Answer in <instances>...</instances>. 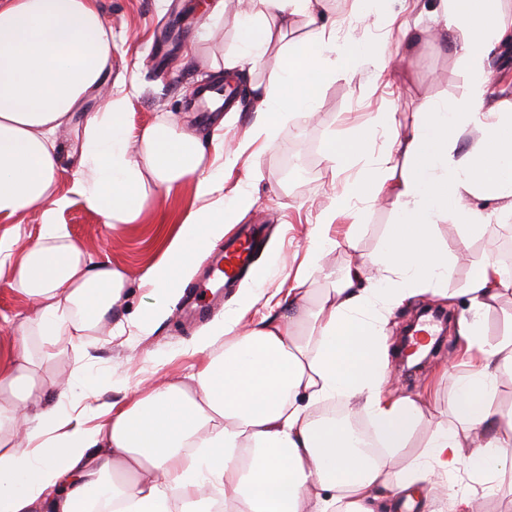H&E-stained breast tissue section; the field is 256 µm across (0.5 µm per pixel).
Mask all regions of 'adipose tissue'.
<instances>
[{
    "mask_svg": "<svg viewBox=\"0 0 512 512\" xmlns=\"http://www.w3.org/2000/svg\"><path fill=\"white\" fill-rule=\"evenodd\" d=\"M258 2L242 11L239 51L221 69L237 79L278 44V71L253 87L260 104L253 135L268 141L288 111H317L325 78L351 66L336 51V21L324 0ZM433 15L441 30L462 37L467 95L417 113L393 152L343 185L309 238V265L274 314L241 328L256 301L244 296L237 314L198 341L204 350L225 340L220 355L119 405L74 397L73 382L48 383L40 374L61 337L111 323L127 290L125 272L87 259L59 212L76 196L117 230L192 180L200 206L167 248L180 265L159 261L142 278L167 299L179 293L192 254L219 241L251 199L225 201L220 172L173 115L129 145L121 96L85 116L71 193L58 194L56 135L102 89L112 29L96 0H0V216L36 211L41 221L18 267L10 265L14 239L0 236V279L10 278L35 304L0 360V512H211L216 505L223 512H375L376 503L390 510L418 485L426 512H477L478 500L512 476V408L496 400L500 375L512 374V335L492 341L484 326L486 309L512 289L495 257L474 267L463 290L471 315L461 319L460 334L470 370L448 379V420L425 419L424 397L386 391L383 328L392 309L423 285L448 284V251L435 224L446 220L471 236L489 220L512 219V99L485 102L488 51L512 39V14L499 0H438ZM299 16L314 24L312 40L280 43V29ZM386 196L398 213L380 249L311 299L336 215L352 201ZM32 334L41 340L36 352ZM336 400L346 414L370 419L380 449L358 447L346 423L323 413ZM415 446V460L396 464ZM245 456L246 470L239 466ZM462 472L470 492L452 488L439 498L443 481Z\"/></svg>",
    "mask_w": 512,
    "mask_h": 512,
    "instance_id": "ef3b65f1",
    "label": "adipose tissue"
}]
</instances>
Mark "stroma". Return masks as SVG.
I'll use <instances>...</instances> for the list:
<instances>
[{
    "label": "stroma",
    "instance_id": "obj_1",
    "mask_svg": "<svg viewBox=\"0 0 512 512\" xmlns=\"http://www.w3.org/2000/svg\"><path fill=\"white\" fill-rule=\"evenodd\" d=\"M203 0H99L106 22L112 28V67L100 95L86 100L77 123L85 113L98 112L107 96L121 95L127 102V135L137 139L142 130L168 112L183 114V129L195 136L216 168L224 172V197L245 192L253 204L237 218L241 224H266L270 238L255 259L256 272L243 280L240 289L224 300L232 312L243 289H254L258 300L244 317L251 324L272 312L273 295L284 294L291 275L305 266L308 235L320 221L323 208L334 203L343 184L360 170L347 164L330 168L324 159L330 140L345 142L352 131L371 132L374 156H384L394 132H406L413 116L433 101H453L466 95L469 76L449 42L427 20L434 0H419L421 33L406 42L397 30L404 19L403 0H365L368 20H361L353 0L332 7L336 20V43L352 61V74L327 80L320 89L317 112L289 113L275 131L269 145L252 140L258 104L250 91L251 81L267 80L280 66L278 45H271L251 77L240 79L241 94L224 112L203 111L191 98L193 89L212 81L213 67L237 50L239 9L231 0L224 16L210 18ZM394 113L395 129L374 125L375 115ZM57 134L61 163L56 177L58 194L71 188L78 165L74 152L78 130ZM192 182H184L171 193L156 198L131 224L117 231L107 229L101 216L82 201H74L58 220L66 224L72 238L91 260L107 259L122 268L128 278L123 305L112 316V329L97 336H72L56 347L42 372L47 381L77 378L81 387L92 389L99 401L126 403L141 391L183 379L219 355L223 342L209 351L195 349L209 323H193L176 311L156 322L150 335L135 326L138 318L150 316L158 296L142 284L144 273L166 255L172 235L185 218L198 209ZM396 219L393 200L377 205L352 202L337 219L329 235L322 263L333 274H341L349 261L368 258L381 246ZM448 250L452 265L449 297L426 293L395 309L387 325L390 343H397L402 327L423 307L452 310L455 318L467 313L461 291L473 267L487 254L498 253L504 236L501 224L490 223L483 234L461 245L458 228L442 221L434 227ZM354 247H347V239ZM33 309L31 301L0 280V356H6L17 339V325ZM463 341L448 333L424 370L417 376L398 370L397 357H390L389 389L398 396L429 394L432 418L448 410L445 369L457 375L468 372L460 356Z\"/></svg>",
    "mask_w": 512,
    "mask_h": 512
}]
</instances>
